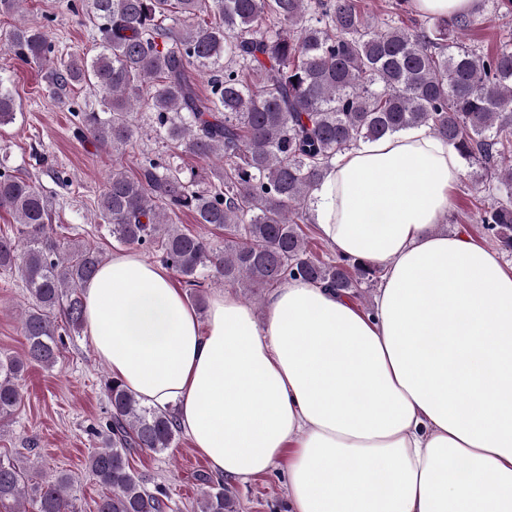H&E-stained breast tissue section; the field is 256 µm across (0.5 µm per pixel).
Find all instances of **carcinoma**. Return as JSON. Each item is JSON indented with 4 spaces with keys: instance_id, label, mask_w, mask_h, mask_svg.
Masks as SVG:
<instances>
[{
    "instance_id": "cac0c4a2",
    "label": "carcinoma",
    "mask_w": 512,
    "mask_h": 512,
    "mask_svg": "<svg viewBox=\"0 0 512 512\" xmlns=\"http://www.w3.org/2000/svg\"><path fill=\"white\" fill-rule=\"evenodd\" d=\"M401 2L379 20L361 0H90L101 38L91 59H58L42 27L26 21L10 30L6 50L46 67L60 90L93 87L95 104L74 113L77 130L115 154L136 143L137 109L148 108L155 138L173 151L139 153L131 173L112 167L97 217L118 244L158 252L199 307L208 280L269 288L300 278L354 298L381 269L320 258L302 225L326 168L361 141L429 126L483 192L476 223L512 250V46H467L468 15L398 26ZM190 70L207 78L206 92ZM16 115L0 82V128ZM183 154L219 166L202 176L177 162ZM0 210L16 224L0 237V270L17 272L28 293L23 356L0 355L2 429L21 407L25 366L54 367L64 337L82 330L83 290L107 257L57 236L46 196L4 166ZM184 212L224 231V245L173 221ZM103 390L109 411L93 428L102 448L86 463L101 489L96 512H165V487L148 489L132 461L167 451L181 428L111 376ZM201 481L198 512H235L224 480ZM72 489L65 472L33 485L0 454L3 512L26 502L29 512H76Z\"/></svg>"
}]
</instances>
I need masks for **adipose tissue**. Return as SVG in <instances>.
I'll return each instance as SVG.
<instances>
[{"instance_id":"obj_1","label":"adipose tissue","mask_w":512,"mask_h":512,"mask_svg":"<svg viewBox=\"0 0 512 512\" xmlns=\"http://www.w3.org/2000/svg\"><path fill=\"white\" fill-rule=\"evenodd\" d=\"M461 171L415 126L338 156L314 190L322 239L382 271L371 309L288 280L265 320L229 291L202 320L122 252L84 289L94 350L216 475L287 462L289 512H512V269L436 231Z\"/></svg>"}]
</instances>
